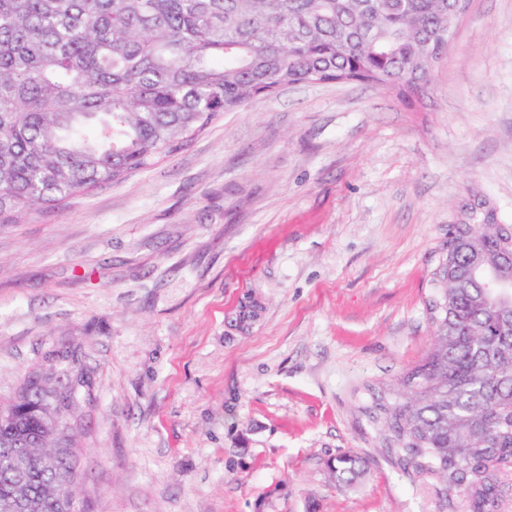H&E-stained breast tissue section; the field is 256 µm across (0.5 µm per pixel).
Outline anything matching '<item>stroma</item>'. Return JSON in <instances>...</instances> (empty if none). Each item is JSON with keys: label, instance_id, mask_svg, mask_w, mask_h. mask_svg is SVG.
Segmentation results:
<instances>
[{"label": "stroma", "instance_id": "obj_1", "mask_svg": "<svg viewBox=\"0 0 512 512\" xmlns=\"http://www.w3.org/2000/svg\"><path fill=\"white\" fill-rule=\"evenodd\" d=\"M473 194L512 224V0H466L419 101L290 85L0 224V395L80 346L92 512H436L381 455L367 388L428 352L432 272ZM251 292L260 320L230 333ZM346 451L370 464L341 488Z\"/></svg>", "mask_w": 512, "mask_h": 512}]
</instances>
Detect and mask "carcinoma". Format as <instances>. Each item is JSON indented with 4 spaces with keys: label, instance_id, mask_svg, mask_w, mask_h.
Returning <instances> with one entry per match:
<instances>
[{
    "label": "carcinoma",
    "instance_id": "1",
    "mask_svg": "<svg viewBox=\"0 0 512 512\" xmlns=\"http://www.w3.org/2000/svg\"><path fill=\"white\" fill-rule=\"evenodd\" d=\"M453 0H0V224H15L92 187L122 180L182 150L218 117L261 95L310 80L350 81L422 95L448 50ZM468 216L492 221L480 198ZM500 234L448 236L433 272L427 355L399 380L403 393L371 390L385 459L431 486L440 512H501L512 498V294L483 287L474 266L494 268ZM261 305L246 300L230 325L246 333ZM57 382L39 370L24 400L0 419V449L37 445L46 395L88 386L74 351ZM345 452L329 462L339 486L367 469ZM59 471L33 467L40 512H63ZM12 474L0 454V504Z\"/></svg>",
    "mask_w": 512,
    "mask_h": 512
}]
</instances>
